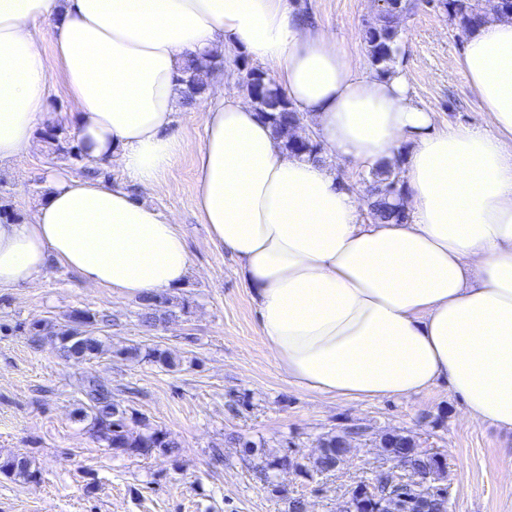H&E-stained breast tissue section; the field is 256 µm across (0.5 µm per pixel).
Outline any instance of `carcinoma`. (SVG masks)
I'll return each mask as SVG.
<instances>
[{"label":"carcinoma","instance_id":"obj_1","mask_svg":"<svg viewBox=\"0 0 512 512\" xmlns=\"http://www.w3.org/2000/svg\"><path fill=\"white\" fill-rule=\"evenodd\" d=\"M387 6L374 24H369L363 32V40L368 48L372 64L380 75L390 73L388 64L393 61L397 47L398 23L401 12L405 10L402 0H386ZM448 15L465 28L478 26L483 18L480 0H441ZM224 64L221 55H208L206 59L191 58L187 61L185 72L189 73V87L199 93L207 85L210 72ZM267 75L257 68H247L240 77L239 85L254 104L258 114L268 120L273 133L283 139L285 126L302 121L304 117L297 112L288 98L277 88L261 89ZM44 140L56 145V150L66 153L77 160H84L79 147H66L58 139L57 126L48 123L41 132ZM284 149L290 154L307 156L314 161L323 160L321 146L315 140L299 141L284 139ZM375 186L372 189L374 201L369 204L373 220H399L404 212L390 199L403 190V181L392 168L375 174ZM170 298L165 294L145 295L141 297V323L146 327H156L167 320ZM105 317L88 311H75L70 315V325L56 332L40 323L32 324L28 330L30 342L39 343L43 337H53L58 341L59 351L66 358L87 359L102 352V342L95 334L98 322ZM83 417L91 420V430L95 439L105 447L127 455H148L155 450L173 452L177 444L169 439L166 432L158 429H141V420L127 416V410L120 407L112 387L95 377H89L82 389ZM359 434L355 429L344 430L341 434L328 435L320 439V453L312 467L291 460L287 457L275 459L262 465L264 479L274 484L272 473L279 469H294L309 478L315 473L329 472L336 468L338 457L336 445L338 439H352ZM380 448L386 457L395 456L404 460L418 482L405 484L403 492L413 494L419 481L426 479L432 472V460L418 451L412 437L401 434H386L380 440ZM0 473L15 475L27 479L35 477L29 462L24 458H10L0 461ZM350 500L355 505V512H370L371 504L363 490V484L356 485L350 492Z\"/></svg>","mask_w":512,"mask_h":512}]
</instances>
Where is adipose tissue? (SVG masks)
<instances>
[{
  "instance_id": "1",
  "label": "adipose tissue",
  "mask_w": 512,
  "mask_h": 512,
  "mask_svg": "<svg viewBox=\"0 0 512 512\" xmlns=\"http://www.w3.org/2000/svg\"><path fill=\"white\" fill-rule=\"evenodd\" d=\"M215 51L270 73L331 163L289 155L220 81L202 143L172 133L187 60ZM457 68L490 131L436 124L402 74L370 73L286 0H0V163L27 151L60 84L84 155L133 183L49 176L26 220H0V288L53 262L130 297L182 287L184 235L133 191L191 151L199 215L292 384L373 401L443 382L469 421L512 431V17L488 11ZM336 159L402 160L407 218L362 222Z\"/></svg>"
}]
</instances>
